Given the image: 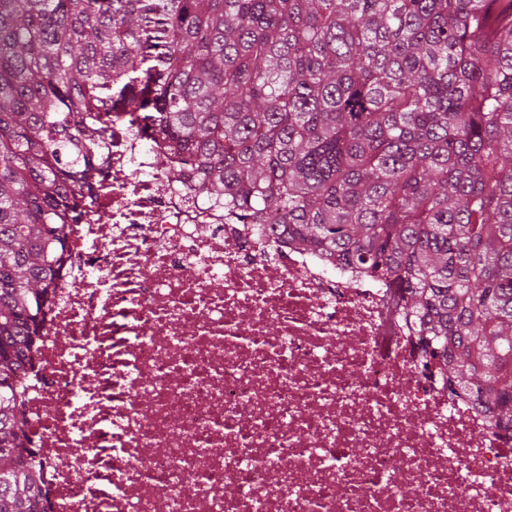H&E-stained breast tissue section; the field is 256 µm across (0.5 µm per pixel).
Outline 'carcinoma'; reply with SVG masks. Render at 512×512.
<instances>
[{"mask_svg": "<svg viewBox=\"0 0 512 512\" xmlns=\"http://www.w3.org/2000/svg\"><path fill=\"white\" fill-rule=\"evenodd\" d=\"M114 112L232 223L398 281L512 431V0H0V512H47L18 377Z\"/></svg>", "mask_w": 512, "mask_h": 512, "instance_id": "cac0c4a2", "label": "carcinoma"}]
</instances>
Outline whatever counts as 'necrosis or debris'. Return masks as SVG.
<instances>
[{"label": "necrosis or debris", "mask_w": 512, "mask_h": 512, "mask_svg": "<svg viewBox=\"0 0 512 512\" xmlns=\"http://www.w3.org/2000/svg\"><path fill=\"white\" fill-rule=\"evenodd\" d=\"M160 151L113 113L112 220L69 225L21 375L51 512H512V432L397 284L257 243Z\"/></svg>", "instance_id": "1"}]
</instances>
